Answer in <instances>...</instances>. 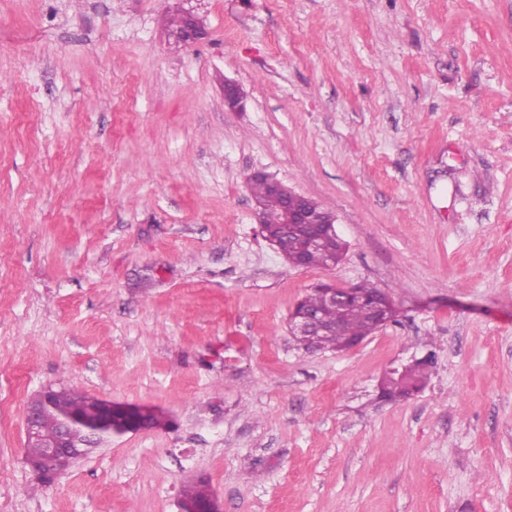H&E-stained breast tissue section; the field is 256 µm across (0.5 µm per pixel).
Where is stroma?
I'll return each mask as SVG.
<instances>
[{
    "mask_svg": "<svg viewBox=\"0 0 512 512\" xmlns=\"http://www.w3.org/2000/svg\"><path fill=\"white\" fill-rule=\"evenodd\" d=\"M257 169L337 266L265 241ZM361 282L394 321L297 350L295 303ZM58 383L167 425L35 485ZM201 474L223 512H512V0H0V512H181ZM254 179H264L270 191L275 195L268 190L264 182L252 181ZM247 181H251L248 182L249 188L261 206L264 224H262L260 212H258V224H262L266 231L262 233L263 237L266 239L269 234L277 238L282 247H288V263L291 264L289 257L296 248L297 234L289 232L287 224L305 225L307 228L297 245V254L307 255L305 260L307 266L326 267L330 260L329 251L314 250L321 248L328 238H336L338 233L335 215L323 210L316 200L295 193L281 181L262 170L252 172L248 175ZM277 195L282 196L285 200L284 211L283 201ZM282 219L284 224H282ZM434 361L435 353L430 351L424 358L409 365L402 376L392 373L383 378L380 382L381 395L387 399H396L418 390L430 376Z\"/></svg>",
    "mask_w": 512,
    "mask_h": 512,
    "instance_id": "stroma-1",
    "label": "stroma"
}]
</instances>
